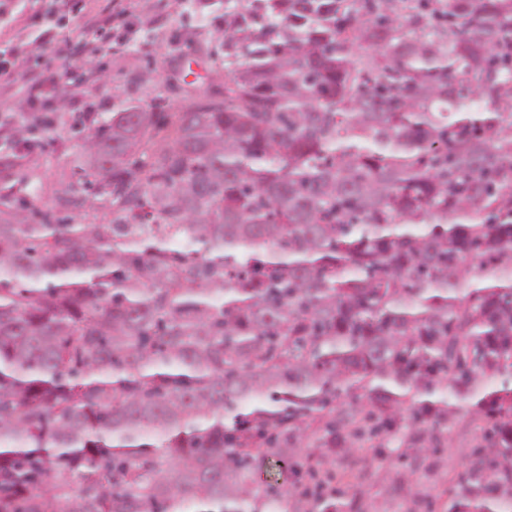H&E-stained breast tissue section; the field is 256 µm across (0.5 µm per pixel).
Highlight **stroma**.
<instances>
[{"label": "stroma", "mask_w": 512, "mask_h": 512, "mask_svg": "<svg viewBox=\"0 0 512 512\" xmlns=\"http://www.w3.org/2000/svg\"><path fill=\"white\" fill-rule=\"evenodd\" d=\"M124 15L111 24L82 26L81 40L96 42L93 57L74 54L66 65L72 72V91L100 112L102 118L131 105H160L176 112L189 92L203 94L223 85L224 55L210 14L194 0H122ZM10 14L0 17V49L8 43L27 42L34 33L26 25L33 11L47 13L48 0H13ZM62 107L55 99L44 103L49 123L39 128L42 147L26 174L36 204L42 209H61L65 198L83 193L78 178L84 162L83 138L75 121L59 123ZM374 474L363 490L376 512H405L403 500L391 494L393 479L401 467L388 460L369 459Z\"/></svg>", "instance_id": "35a3bbf8"}]
</instances>
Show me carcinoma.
Instances as JSON below:
<instances>
[{
	"label": "carcinoma",
	"mask_w": 512,
	"mask_h": 512,
	"mask_svg": "<svg viewBox=\"0 0 512 512\" xmlns=\"http://www.w3.org/2000/svg\"><path fill=\"white\" fill-rule=\"evenodd\" d=\"M224 89L0 160V512H369L371 444L512 512V0H206ZM304 448H323L305 456ZM466 418L462 414L455 419L448 431L451 447H448L445 455V466L440 470L438 476L427 477L422 472L410 476L412 482L413 492L417 497L437 500L441 491L445 489L448 484L444 482L445 473L449 472L455 475L457 472L464 469L468 461L469 449L468 443L472 439V435L464 434L463 425Z\"/></svg>",
	"instance_id": "carcinoma-1"
}]
</instances>
